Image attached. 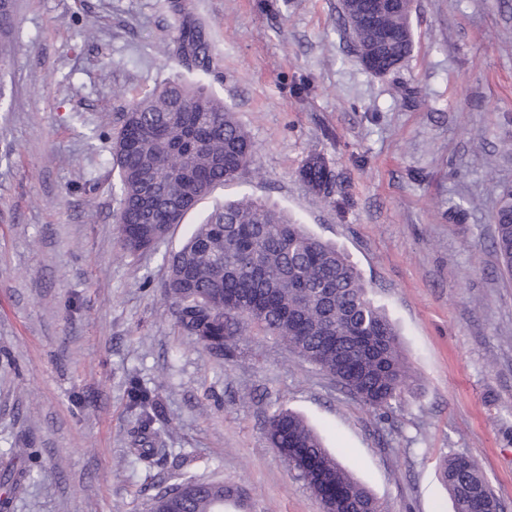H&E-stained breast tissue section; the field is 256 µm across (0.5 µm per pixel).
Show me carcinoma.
I'll use <instances>...</instances> for the list:
<instances>
[{"instance_id": "cac0c4a2", "label": "carcinoma", "mask_w": 512, "mask_h": 512, "mask_svg": "<svg viewBox=\"0 0 512 512\" xmlns=\"http://www.w3.org/2000/svg\"><path fill=\"white\" fill-rule=\"evenodd\" d=\"M15 0H0V67L10 57L8 36L15 22ZM395 42L387 64L398 66L411 53L410 21ZM163 55L188 72L211 64L203 26L182 20L176 36L163 43ZM117 170L116 214L122 249L146 252L183 223L216 188L232 182L254 163V143L224 100L200 82L179 78L132 103L122 114L112 143ZM309 188L328 196L331 172L319 156L299 171ZM512 191L500 195L493 220L492 247L499 265L512 273ZM165 293L183 335L218 360L235 352L239 325L249 321L331 376L363 405L390 411L413 389L415 379L399 334L369 297L356 268L336 247L312 236L303 225L260 201L242 198L214 209L182 247L165 258ZM131 408L137 412L139 447L130 449L146 467L166 452L156 447L164 430L154 427L156 399L134 383ZM272 448L291 449L314 463L293 470L311 491L340 494L364 512H385L371 490L351 477L296 412L277 408L265 421ZM440 478L454 512H481L493 496L471 459L443 457ZM31 478L28 469L7 463L0 470V512ZM243 508L237 489L193 476L180 478L152 499L151 512H224Z\"/></svg>"}]
</instances>
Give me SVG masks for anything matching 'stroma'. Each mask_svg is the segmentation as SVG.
Returning <instances> with one entry per match:
<instances>
[{"label": "stroma", "instance_id": "35a3bbf8", "mask_svg": "<svg viewBox=\"0 0 512 512\" xmlns=\"http://www.w3.org/2000/svg\"><path fill=\"white\" fill-rule=\"evenodd\" d=\"M186 16L213 59L190 76L235 112L255 162L130 256L112 137L128 101L185 74L157 46ZM410 25L409 58L375 76L340 0H17L0 77V463L24 449L33 478L11 512H149L180 473L237 486L250 512H323L265 440L281 406L387 512H452L450 453L512 512V275L492 248L512 186V0H414ZM314 155L326 197L299 176ZM245 195L343 250L395 323L416 385L393 410L254 325L226 362L182 335L165 259ZM133 380L167 431L148 472L129 453Z\"/></svg>", "mask_w": 512, "mask_h": 512}]
</instances>
